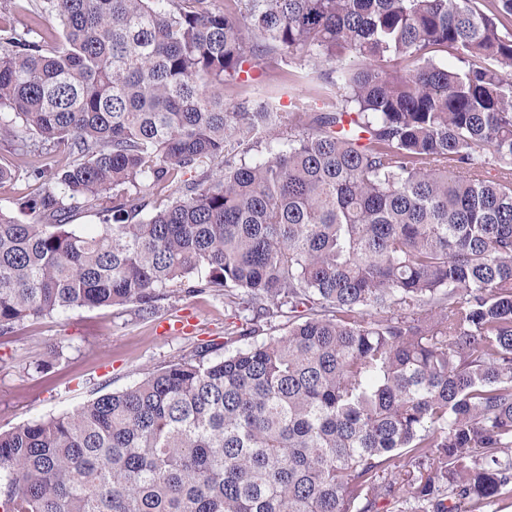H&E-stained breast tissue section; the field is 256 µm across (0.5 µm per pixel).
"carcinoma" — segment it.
<instances>
[{
    "label": "carcinoma",
    "instance_id": "1",
    "mask_svg": "<svg viewBox=\"0 0 512 512\" xmlns=\"http://www.w3.org/2000/svg\"><path fill=\"white\" fill-rule=\"evenodd\" d=\"M29 16L0 34V141L59 161L0 166L48 183L19 203L35 221L0 209V335L74 307L152 316L174 283L234 288L254 317L222 355L199 346L0 433V512L511 504L512 0H30ZM288 58L325 67L336 101L224 102ZM184 169L187 193L142 215ZM100 201L99 230L65 223Z\"/></svg>",
    "mask_w": 512,
    "mask_h": 512
}]
</instances>
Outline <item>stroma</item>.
<instances>
[{
	"label": "stroma",
	"instance_id": "obj_1",
	"mask_svg": "<svg viewBox=\"0 0 512 512\" xmlns=\"http://www.w3.org/2000/svg\"><path fill=\"white\" fill-rule=\"evenodd\" d=\"M296 70L291 63L254 72L252 80L225 87L224 98L271 95L285 106L301 94L323 102L324 80L296 77ZM234 319L223 292L190 296L171 287L149 317L132 305L76 307L18 324L0 337V432L123 390L199 345L223 344Z\"/></svg>",
	"mask_w": 512,
	"mask_h": 512
}]
</instances>
